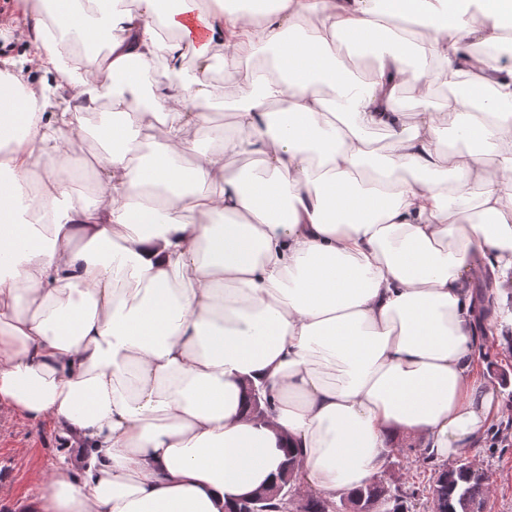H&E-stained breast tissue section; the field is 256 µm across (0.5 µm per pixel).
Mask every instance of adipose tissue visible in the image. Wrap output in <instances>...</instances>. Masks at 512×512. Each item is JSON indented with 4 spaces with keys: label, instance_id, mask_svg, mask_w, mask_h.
<instances>
[{
    "label": "adipose tissue",
    "instance_id": "ef3b65f1",
    "mask_svg": "<svg viewBox=\"0 0 512 512\" xmlns=\"http://www.w3.org/2000/svg\"><path fill=\"white\" fill-rule=\"evenodd\" d=\"M134 2L31 0L25 61L56 82L0 72V408L63 445L37 512H229L291 454L307 489L348 493L400 433L435 461L466 452L499 413L475 278L495 275L494 322L512 328V62L475 53L512 40V0ZM91 38L107 53L65 67ZM343 47L369 58L365 78ZM188 52L193 83L174 88ZM218 57L236 95L224 131L208 112ZM438 80L480 110L403 109L402 85L424 97ZM145 86L143 110L126 92ZM91 139L88 201L65 174ZM252 386L272 397L259 420Z\"/></svg>",
    "mask_w": 512,
    "mask_h": 512
}]
</instances>
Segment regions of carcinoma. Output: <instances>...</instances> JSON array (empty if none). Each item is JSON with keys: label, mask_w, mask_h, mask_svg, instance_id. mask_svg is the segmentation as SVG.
<instances>
[{"label": "carcinoma", "mask_w": 512, "mask_h": 512, "mask_svg": "<svg viewBox=\"0 0 512 512\" xmlns=\"http://www.w3.org/2000/svg\"><path fill=\"white\" fill-rule=\"evenodd\" d=\"M432 506L437 512H480V496L485 475L478 469L459 464L448 470L435 468L429 478ZM415 491L389 481L372 480L340 501L321 492L308 496L304 512H406L404 503ZM283 505L276 498H266L253 507L243 502L234 505V512H280Z\"/></svg>", "instance_id": "obj_1"}]
</instances>
